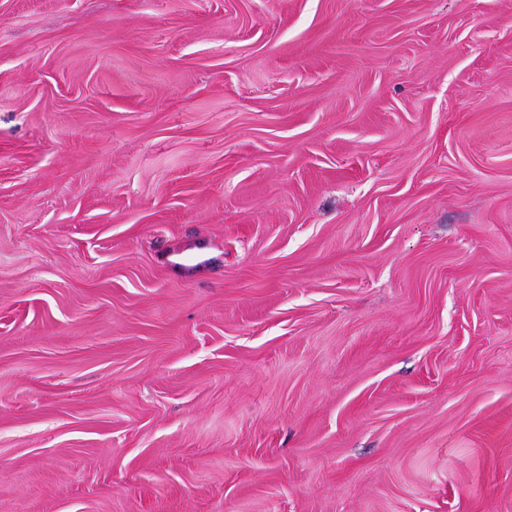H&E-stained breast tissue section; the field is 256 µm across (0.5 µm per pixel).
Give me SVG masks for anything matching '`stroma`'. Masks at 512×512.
<instances>
[{
	"instance_id": "stroma-1",
	"label": "stroma",
	"mask_w": 512,
	"mask_h": 512,
	"mask_svg": "<svg viewBox=\"0 0 512 512\" xmlns=\"http://www.w3.org/2000/svg\"><path fill=\"white\" fill-rule=\"evenodd\" d=\"M0 512H512V0H0Z\"/></svg>"
}]
</instances>
